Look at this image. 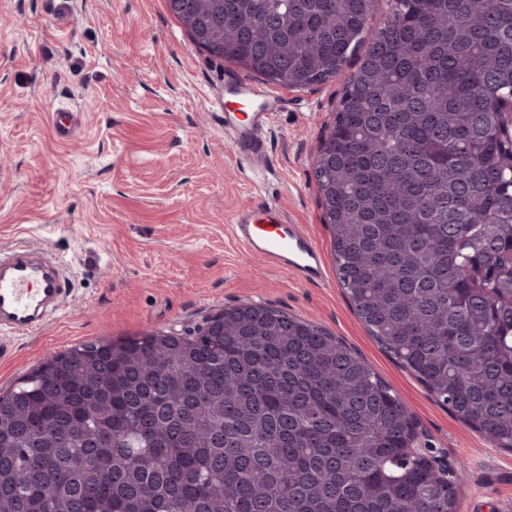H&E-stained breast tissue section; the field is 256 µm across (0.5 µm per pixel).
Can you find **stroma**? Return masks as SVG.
<instances>
[{
	"instance_id": "obj_1",
	"label": "stroma",
	"mask_w": 512,
	"mask_h": 512,
	"mask_svg": "<svg viewBox=\"0 0 512 512\" xmlns=\"http://www.w3.org/2000/svg\"><path fill=\"white\" fill-rule=\"evenodd\" d=\"M357 64L284 99L267 164L235 156L217 106L252 74L210 59L165 0H0V250L65 262L68 293L41 332L6 333V390L72 346L149 331L182 335L259 303L319 324L407 404L419 442L459 469V512H512V448H498L438 404L372 337L336 274L315 178ZM76 114L60 136L52 113ZM276 203L304 225L326 266L321 285L265 266L235 239L238 210Z\"/></svg>"
}]
</instances>
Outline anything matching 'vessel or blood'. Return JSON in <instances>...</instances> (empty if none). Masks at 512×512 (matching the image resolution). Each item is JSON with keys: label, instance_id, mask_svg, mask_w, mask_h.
Masks as SVG:
<instances>
[{"label": "vessel or blood", "instance_id": "vessel-or-blood-1", "mask_svg": "<svg viewBox=\"0 0 512 512\" xmlns=\"http://www.w3.org/2000/svg\"><path fill=\"white\" fill-rule=\"evenodd\" d=\"M231 92L253 103L246 118L224 115V133L235 153L253 168L266 163L265 138L270 116L279 111L280 99L262 87L237 83ZM235 237L268 266L285 271L298 282L322 283L325 266L315 239L302 225L288 223L274 203H260L240 210L233 226ZM61 261L19 247L0 257V329L36 333L62 307L66 294Z\"/></svg>", "mask_w": 512, "mask_h": 512}]
</instances>
